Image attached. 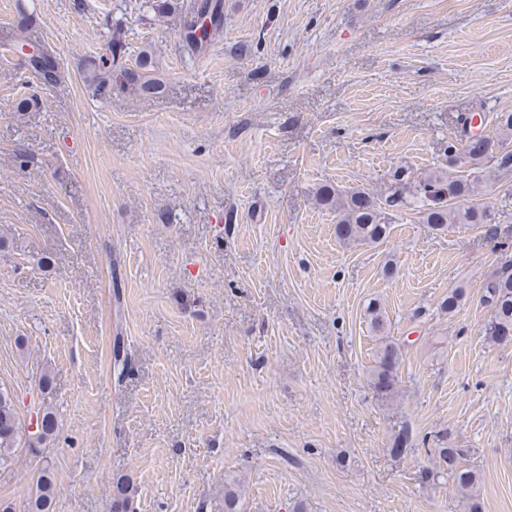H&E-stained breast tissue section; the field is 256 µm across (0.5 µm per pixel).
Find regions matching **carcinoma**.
<instances>
[{"mask_svg": "<svg viewBox=\"0 0 512 512\" xmlns=\"http://www.w3.org/2000/svg\"><path fill=\"white\" fill-rule=\"evenodd\" d=\"M155 9L162 17H179V26L185 47L191 53L200 51L209 31H217L223 23L222 0H198L193 12L182 11L178 0H156ZM15 50L24 56L31 71L47 81L55 78L56 56L46 47L34 46L24 39L17 40ZM126 44L122 27L115 26L107 42L106 52L89 56L83 60V73L88 89L95 96L112 94V89H131L141 94H155L162 88L159 78L152 75L154 66L151 54H140L135 67L123 61ZM486 149L477 155L479 160L496 161L497 169L512 171V151H504L501 140L485 137ZM394 186L386 196L378 197L364 190L346 194L335 192L328 186L316 192L319 204L336 209V238L344 244H379L388 237L387 210L419 209L424 221L436 230L449 224H492L491 234L500 236L501 228L497 212L488 206L471 201L476 193L475 180L449 177L435 170L420 181L409 183L401 170L393 174ZM486 302L491 308V318L486 329L490 341L501 343L512 339V271L504 268L497 272L486 285ZM370 326L378 346L375 364L372 366L367 384L374 397L388 403L399 395V370L403 353L401 345L386 335L388 320L384 308L377 301L369 302L367 309ZM37 430L31 436L42 443L57 429V418L49 412H39ZM21 430L20 417L13 396L0 389V461H6L5 453L14 447ZM464 455L461 448H439L436 451L437 466L448 471L453 484L465 500L468 512H480L477 493L479 478L475 471L459 467ZM57 489L49 473L39 481L38 493L32 503V512H53ZM135 494L131 480L123 475L112 482V512H130Z\"/></svg>", "mask_w": 512, "mask_h": 512, "instance_id": "carcinoma-1", "label": "carcinoma"}]
</instances>
